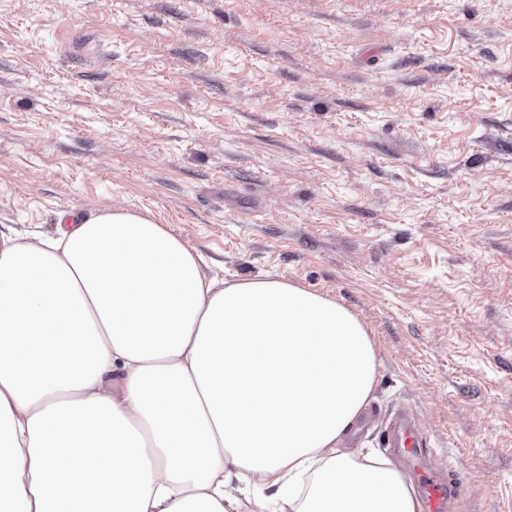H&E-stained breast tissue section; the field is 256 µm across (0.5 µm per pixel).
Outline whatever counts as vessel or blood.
Segmentation results:
<instances>
[{"mask_svg": "<svg viewBox=\"0 0 512 512\" xmlns=\"http://www.w3.org/2000/svg\"><path fill=\"white\" fill-rule=\"evenodd\" d=\"M388 447L416 476L423 499L424 512H458L466 486L455 475L443 476L430 468L425 459L426 442L421 437L414 419L407 412H399L386 432Z\"/></svg>", "mask_w": 512, "mask_h": 512, "instance_id": "1", "label": "vessel or blood"}]
</instances>
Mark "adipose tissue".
I'll return each mask as SVG.
<instances>
[{
  "label": "adipose tissue",
  "instance_id": "obj_1",
  "mask_svg": "<svg viewBox=\"0 0 512 512\" xmlns=\"http://www.w3.org/2000/svg\"><path fill=\"white\" fill-rule=\"evenodd\" d=\"M377 379L346 306L209 278L149 213L0 232V512H421L346 446Z\"/></svg>",
  "mask_w": 512,
  "mask_h": 512
}]
</instances>
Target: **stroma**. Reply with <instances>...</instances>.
Wrapping results in <instances>:
<instances>
[{
	"mask_svg": "<svg viewBox=\"0 0 512 512\" xmlns=\"http://www.w3.org/2000/svg\"><path fill=\"white\" fill-rule=\"evenodd\" d=\"M149 212L372 332L463 512H512V0H0V231Z\"/></svg>",
	"mask_w": 512,
	"mask_h": 512,
	"instance_id": "stroma-1",
	"label": "stroma"
}]
</instances>
